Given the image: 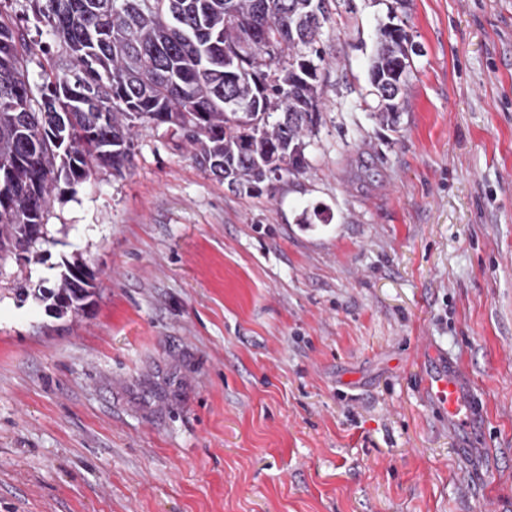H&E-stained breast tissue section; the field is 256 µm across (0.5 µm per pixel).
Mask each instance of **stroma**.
Wrapping results in <instances>:
<instances>
[{
	"label": "stroma",
	"instance_id": "1",
	"mask_svg": "<svg viewBox=\"0 0 512 512\" xmlns=\"http://www.w3.org/2000/svg\"><path fill=\"white\" fill-rule=\"evenodd\" d=\"M392 4L331 0L309 168L275 196L153 125L130 172L57 185L40 260L0 263V512H512V0H408L386 127ZM77 255L85 311L17 299ZM426 345L473 386L469 446ZM414 52L413 44L402 25L385 28L377 36L375 53L371 61V82L376 95L384 102L376 114L379 123L394 126L398 122L399 99L406 87L407 70L402 63Z\"/></svg>",
	"mask_w": 512,
	"mask_h": 512
}]
</instances>
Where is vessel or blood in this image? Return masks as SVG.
I'll use <instances>...</instances> for the list:
<instances>
[{"label":"vessel or blood","mask_w":512,"mask_h":512,"mask_svg":"<svg viewBox=\"0 0 512 512\" xmlns=\"http://www.w3.org/2000/svg\"><path fill=\"white\" fill-rule=\"evenodd\" d=\"M423 386L430 403L447 417L458 436L464 440L471 438L480 426V417L461 365L437 352H430Z\"/></svg>","instance_id":"b4317fda"}]
</instances>
